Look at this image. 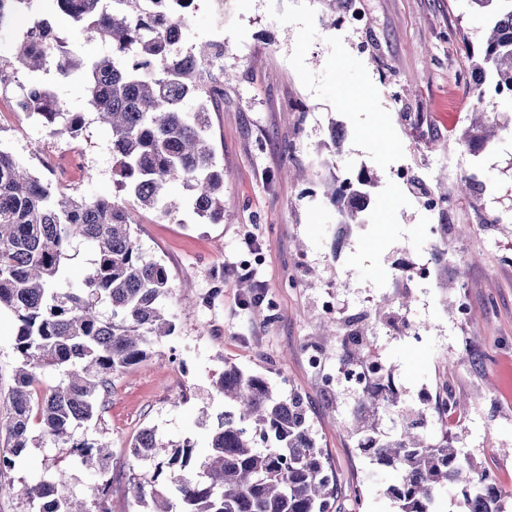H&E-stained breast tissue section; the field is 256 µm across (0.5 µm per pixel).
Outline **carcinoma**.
Wrapping results in <instances>:
<instances>
[{
  "instance_id": "obj_1",
  "label": "carcinoma",
  "mask_w": 512,
  "mask_h": 512,
  "mask_svg": "<svg viewBox=\"0 0 512 512\" xmlns=\"http://www.w3.org/2000/svg\"><path fill=\"white\" fill-rule=\"evenodd\" d=\"M165 15L153 14L152 0H55L89 40L110 45L111 54L85 60L64 37L47 46L41 34L55 23L38 14L35 0H0V31L25 15L36 22L21 34L7 59L0 58V88L21 72L42 70L47 54L56 57L60 78L83 75L87 110L112 134V177L119 190L143 210L173 219L180 204L167 198L168 184L182 183L189 210L200 220L224 221V169L210 143V104L224 98V44L207 41L180 49L170 45L166 26H186L182 0H164ZM486 10L488 34L480 55L469 53L479 83L468 91L482 99L491 92L512 102V0H468ZM16 107L50 133L77 138L83 113L74 112L50 89L31 85ZM498 127L485 116L464 133L477 153ZM37 175L0 148V310L15 318L13 349L19 366L9 392V410L0 415V475L16 467L31 445L29 425L42 437L82 459L92 469V494L77 500L59 492L63 475L20 483L15 493L38 512H112V480H105L106 445L77 435L105 405L115 375L144 361L175 325L163 306L169 294L166 267L147 258L137 244L135 221L116 200L76 194ZM371 177L357 182L332 178L325 194L341 223L364 224ZM92 252L91 267L79 287L66 282L73 243ZM336 325L341 363L371 359L370 336ZM48 369L62 373L56 385H42ZM394 366L377 363L369 389L358 395L351 430L358 448L378 463L395 467L385 494L398 512H433L438 492H454L458 512H502L503 491L474 459L443 435L430 439L427 416L403 406L390 386ZM224 396L208 452L199 457L193 441L163 442L153 427L130 444L136 473L129 490L145 512H330L338 489L327 473L304 397L276 387L235 365L224 366L213 382Z\"/></svg>"
}]
</instances>
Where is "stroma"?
Here are the masks:
<instances>
[{
	"instance_id": "obj_1",
	"label": "stroma",
	"mask_w": 512,
	"mask_h": 512,
	"mask_svg": "<svg viewBox=\"0 0 512 512\" xmlns=\"http://www.w3.org/2000/svg\"><path fill=\"white\" fill-rule=\"evenodd\" d=\"M350 0H231L224 23V68L233 79L210 112L211 141L224 168L228 206L219 224L160 219L136 213L137 241L170 274L164 306L175 330L150 356L112 382L88 437L110 443L112 512H139L128 490L134 467L129 445L145 427L166 441L207 444L224 409L213 379L231 362L271 383L302 393L338 488L341 512H397L384 493L395 470L356 446L348 421L355 397L344 385L326 391L305 351L324 335V299L336 316L351 318L387 300L411 330L373 323L371 334L394 367L405 405L448 381L468 415L463 426L443 425L429 412L426 431L448 429L482 468L496 472L512 512V135L479 152L463 140L472 112L506 111L492 94L476 100L467 54L483 42V18L467 0H359L365 23L333 29ZM41 78L75 111L78 139L49 135L13 109L17 86L0 90V147L34 173L44 163L65 167L72 151L84 157L67 185L90 196L125 200L112 179L110 132L85 108L80 76ZM337 135H329V127ZM377 175L366 224H343L324 195L331 177ZM478 179L460 195L463 175ZM448 180L454 214H431L420 203ZM454 222L442 260L430 250L431 227ZM429 267V278L416 274ZM265 300L248 303L253 284ZM468 295L471 318L459 324L458 293ZM13 316L0 312V413L18 365ZM35 443L0 478V512H30L14 485L64 475L66 494L90 496L88 470L51 443Z\"/></svg>"
}]
</instances>
